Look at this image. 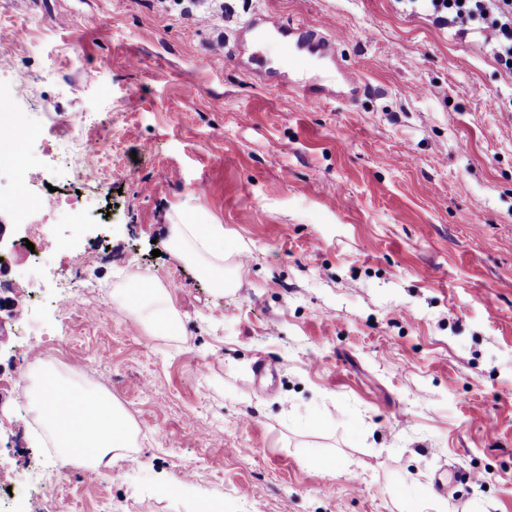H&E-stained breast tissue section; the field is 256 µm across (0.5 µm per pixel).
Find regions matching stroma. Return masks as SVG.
Returning a JSON list of instances; mask_svg holds the SVG:
<instances>
[{"instance_id": "obj_1", "label": "stroma", "mask_w": 512, "mask_h": 512, "mask_svg": "<svg viewBox=\"0 0 512 512\" xmlns=\"http://www.w3.org/2000/svg\"><path fill=\"white\" fill-rule=\"evenodd\" d=\"M264 11L340 28L376 94L307 101L211 53ZM2 27L29 188L90 205L84 225L49 218L82 240L78 304L50 285L37 314L135 428L97 480L45 473L64 512H406L411 495L512 512V74L477 23L408 0H0ZM49 112L92 116L110 148L70 176ZM201 214L243 244L232 291L168 244ZM134 274L181 280L178 336L136 325L118 298ZM43 342L0 347V466L22 476L53 452L13 398L14 363ZM261 359L277 371L258 380ZM443 467L472 479L439 495Z\"/></svg>"}]
</instances>
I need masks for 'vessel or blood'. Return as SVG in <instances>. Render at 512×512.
<instances>
[{
	"label": "vessel or blood",
	"mask_w": 512,
	"mask_h": 512,
	"mask_svg": "<svg viewBox=\"0 0 512 512\" xmlns=\"http://www.w3.org/2000/svg\"><path fill=\"white\" fill-rule=\"evenodd\" d=\"M250 35L254 49L267 42H279L292 71L280 81L283 91L316 101L342 98L354 103L370 94L371 85L356 69L348 67L337 54L338 34L324 22L292 25L272 13H258L238 24L234 40Z\"/></svg>",
	"instance_id": "vessel-or-blood-1"
}]
</instances>
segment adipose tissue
Masks as SVG:
<instances>
[{"instance_id": "ef3b65f1", "label": "adipose tissue", "mask_w": 512, "mask_h": 512, "mask_svg": "<svg viewBox=\"0 0 512 512\" xmlns=\"http://www.w3.org/2000/svg\"><path fill=\"white\" fill-rule=\"evenodd\" d=\"M171 246L183 259L195 262L213 288L234 287L233 271L225 260L242 248L225 235L223 225L195 220L173 225ZM120 297L154 335L179 333V315L162 286L134 276ZM14 394L43 423L62 455L80 459L93 472L108 467L113 456L133 444L130 421L102 391L78 386L73 379L47 370L36 381H18Z\"/></svg>"}]
</instances>
